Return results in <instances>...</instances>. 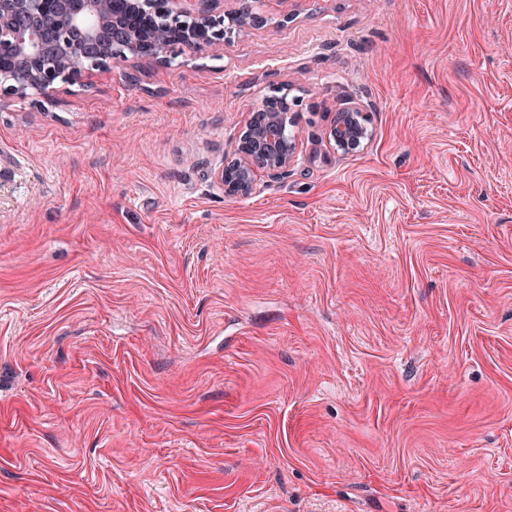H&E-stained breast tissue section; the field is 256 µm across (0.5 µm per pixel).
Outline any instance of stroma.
<instances>
[{
    "instance_id": "obj_1",
    "label": "stroma",
    "mask_w": 512,
    "mask_h": 512,
    "mask_svg": "<svg viewBox=\"0 0 512 512\" xmlns=\"http://www.w3.org/2000/svg\"><path fill=\"white\" fill-rule=\"evenodd\" d=\"M257 8L0 107V512H512V0ZM275 104L264 103L251 112L239 131L224 164L214 172L217 186L227 199L251 196L262 178H278L288 173L302 152L298 131V98L288 101V93L275 96ZM327 128L325 140L334 152L348 154L358 151L372 137L368 111L354 102L335 111Z\"/></svg>"
}]
</instances>
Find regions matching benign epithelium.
Masks as SVG:
<instances>
[{"instance_id":"benign-epithelium-1","label":"benign epithelium","mask_w":512,"mask_h":512,"mask_svg":"<svg viewBox=\"0 0 512 512\" xmlns=\"http://www.w3.org/2000/svg\"><path fill=\"white\" fill-rule=\"evenodd\" d=\"M123 0L127 14L164 18L163 24L126 29L113 11V0H0V107L38 95L51 101L60 83H76L110 63L145 66L165 63L173 48L217 53L232 35L266 18L248 0ZM61 24L45 23L47 13ZM248 113L234 148L214 172L227 199L251 196L260 181L288 173L302 152L298 98L277 94ZM372 137L368 111L349 102L338 108L327 128L329 147L343 154L358 151Z\"/></svg>"}]
</instances>
